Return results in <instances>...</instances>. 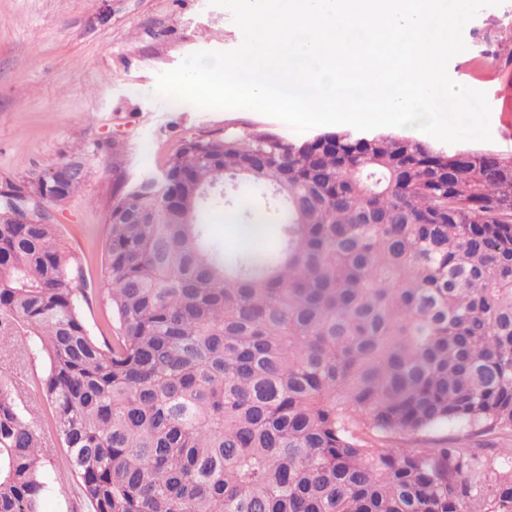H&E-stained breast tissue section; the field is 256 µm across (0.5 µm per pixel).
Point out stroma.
I'll return each mask as SVG.
<instances>
[{"instance_id":"1","label":"stroma","mask_w":512,"mask_h":512,"mask_svg":"<svg viewBox=\"0 0 512 512\" xmlns=\"http://www.w3.org/2000/svg\"><path fill=\"white\" fill-rule=\"evenodd\" d=\"M466 49L450 77L485 92L492 139L483 150L512 157V0L482 8L463 31ZM229 10L209 0H0V185L22 184L83 148L88 173L78 194L52 209L67 247L81 261L85 293L76 306L90 331L107 329L103 300L107 220L116 172L134 181L158 171L183 140L228 131L314 137L248 109H200L154 98L160 73L200 50L239 46ZM33 336L0 341V378L22 382L33 418L48 426L39 398L47 361ZM49 487L41 512H87L53 437L43 448Z\"/></svg>"}]
</instances>
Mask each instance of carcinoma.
<instances>
[{"label": "carcinoma", "mask_w": 512, "mask_h": 512, "mask_svg": "<svg viewBox=\"0 0 512 512\" xmlns=\"http://www.w3.org/2000/svg\"><path fill=\"white\" fill-rule=\"evenodd\" d=\"M72 162L0 188V336L38 338L90 512H512L511 453L392 445L512 433L511 158L350 131L185 140L117 183L101 338L51 223ZM218 213L236 242L211 237ZM42 444L1 378L0 512H39ZM448 439L449 445L457 448H475L476 443L480 441H488L494 445V448H502V451L510 453L512 449V433L507 435L498 434L496 436L472 435L460 427L448 429H435L430 433L423 434L419 440L412 437L399 438L394 443L395 448H405L406 446L431 448L440 446Z\"/></svg>", "instance_id": "cac0c4a2"}]
</instances>
